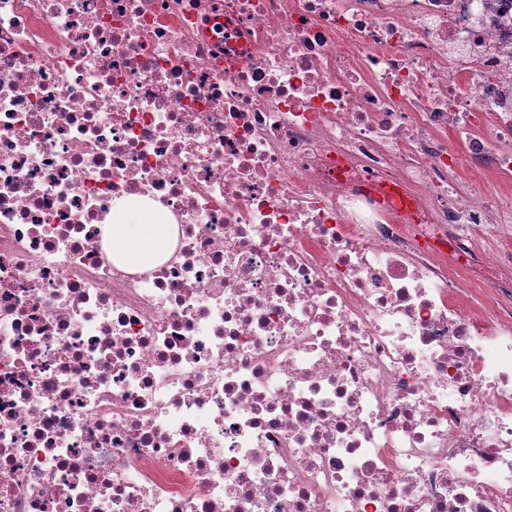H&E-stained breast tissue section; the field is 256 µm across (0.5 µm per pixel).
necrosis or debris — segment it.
Returning a JSON list of instances; mask_svg holds the SVG:
<instances>
[{
    "mask_svg": "<svg viewBox=\"0 0 512 512\" xmlns=\"http://www.w3.org/2000/svg\"><path fill=\"white\" fill-rule=\"evenodd\" d=\"M491 174L512 0H0V512H512ZM114 210L115 219H114ZM123 202L113 209V223L104 224L107 237L112 234V244L131 261L139 265H149L157 258L166 255L173 237L172 224H141L132 222L124 214Z\"/></svg>",
    "mask_w": 512,
    "mask_h": 512,
    "instance_id": "4bbe7bcc",
    "label": "necrosis or debris"
}]
</instances>
